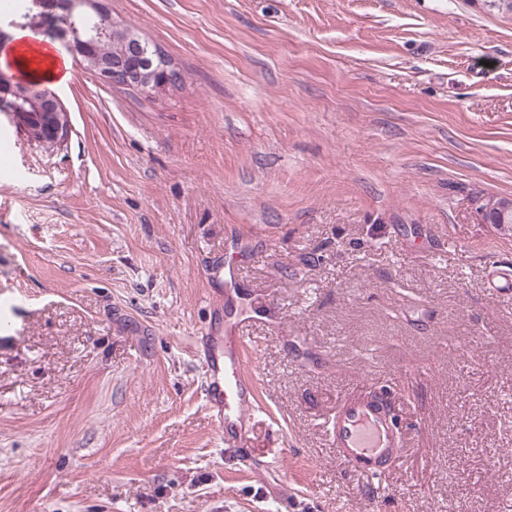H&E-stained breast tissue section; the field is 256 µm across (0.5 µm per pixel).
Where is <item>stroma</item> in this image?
<instances>
[{
  "label": "stroma",
  "instance_id": "stroma-1",
  "mask_svg": "<svg viewBox=\"0 0 512 512\" xmlns=\"http://www.w3.org/2000/svg\"><path fill=\"white\" fill-rule=\"evenodd\" d=\"M180 85L77 61L61 146L0 112V512H512V12L482 0H109ZM232 315L260 409L242 464L195 340ZM391 386L402 464L325 421ZM512 212V198L485 196L479 201L478 213L481 219L486 223L491 214H500Z\"/></svg>",
  "mask_w": 512,
  "mask_h": 512
}]
</instances>
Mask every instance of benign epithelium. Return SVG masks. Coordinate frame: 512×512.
<instances>
[{
  "label": "benign epithelium",
  "mask_w": 512,
  "mask_h": 512,
  "mask_svg": "<svg viewBox=\"0 0 512 512\" xmlns=\"http://www.w3.org/2000/svg\"><path fill=\"white\" fill-rule=\"evenodd\" d=\"M41 29L61 41L62 49L105 84L134 86L158 92L171 86L166 59L133 29L112 20L108 0H39ZM39 92L40 111L31 112L21 100ZM0 112L28 136L51 144L63 143L70 131L69 115L59 96L39 83L15 79L0 71ZM512 212V198L485 196L479 201L482 220Z\"/></svg>",
  "instance_id": "7a95c632"
}]
</instances>
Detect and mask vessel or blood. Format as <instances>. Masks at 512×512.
Here are the masks:
<instances>
[{
  "instance_id": "obj_1",
  "label": "vessel or blood",
  "mask_w": 512,
  "mask_h": 512,
  "mask_svg": "<svg viewBox=\"0 0 512 512\" xmlns=\"http://www.w3.org/2000/svg\"><path fill=\"white\" fill-rule=\"evenodd\" d=\"M248 331L246 319L229 317L196 341L206 407L225 447L239 453L248 444L256 406L255 383L245 368ZM326 437L338 460L367 477L382 476L407 454V438L386 385L342 397L328 417Z\"/></svg>"
}]
</instances>
